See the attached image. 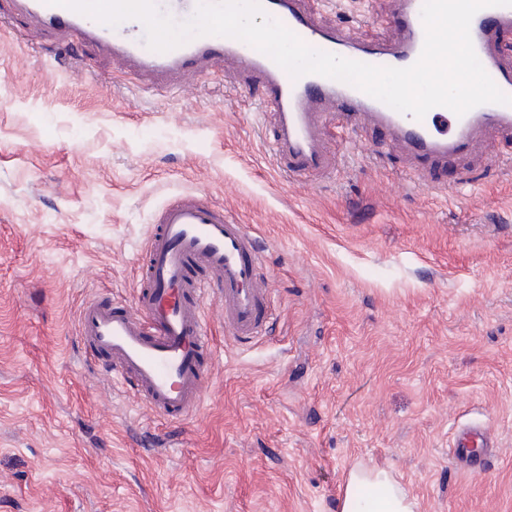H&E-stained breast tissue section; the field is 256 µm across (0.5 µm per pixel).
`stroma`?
I'll return each mask as SVG.
<instances>
[{
    "mask_svg": "<svg viewBox=\"0 0 512 512\" xmlns=\"http://www.w3.org/2000/svg\"><path fill=\"white\" fill-rule=\"evenodd\" d=\"M393 39L392 0H308ZM0 25V512H336L384 466L420 512H512V137L434 187L381 133L328 125L333 172L290 180L256 81L216 66L171 91L105 54ZM204 192L266 247L273 320L224 331L197 415L174 424L87 361L89 299L134 303L157 210ZM497 437L489 470L448 457ZM473 448H494L489 430L478 423L458 426L448 456L470 472H482L489 458L475 455Z\"/></svg>",
    "mask_w": 512,
    "mask_h": 512,
    "instance_id": "1",
    "label": "stroma"
}]
</instances>
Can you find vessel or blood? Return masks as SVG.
Listing matches in <instances>:
<instances>
[{"label": "vessel or blood", "mask_w": 512, "mask_h": 512, "mask_svg": "<svg viewBox=\"0 0 512 512\" xmlns=\"http://www.w3.org/2000/svg\"><path fill=\"white\" fill-rule=\"evenodd\" d=\"M9 2L14 13L33 22L27 40L44 37L91 46L155 86L216 65L257 80L273 123L275 157L296 181L334 170L336 161L323 145L331 122L343 129L383 130L388 147L410 158L422 182L433 162L472 150L482 132H512V113L497 104H483L461 116L438 106L418 120L347 83L317 74L292 78L267 55L237 39L198 36L156 52L149 48L139 20L112 27L47 0ZM198 2L155 0L161 13L179 23L193 16ZM260 3L267 15L307 45L344 58L407 68L422 52L423 0H394L397 36L389 43L359 40L319 23L303 0ZM470 35L486 72L503 93L512 95V56L502 49L512 36V6L478 11ZM263 253L246 225L202 196L188 193L167 200L149 233L135 303L91 299L81 308L78 335L87 359L102 363L114 383L133 390L153 413L174 422L187 420L201 407L205 367L215 361L206 298L218 300L226 331L241 342L260 337L272 316L270 290L260 274ZM493 445L484 426L465 424L457 427L448 455L457 465L481 472L487 460L476 451Z\"/></svg>", "instance_id": "vessel-or-blood-1"}]
</instances>
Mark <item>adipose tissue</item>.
Wrapping results in <instances>:
<instances>
[{
  "label": "adipose tissue",
  "mask_w": 512,
  "mask_h": 512,
  "mask_svg": "<svg viewBox=\"0 0 512 512\" xmlns=\"http://www.w3.org/2000/svg\"><path fill=\"white\" fill-rule=\"evenodd\" d=\"M336 512H419V502L389 471L357 465L347 474Z\"/></svg>",
  "instance_id": "ef3b65f1"
}]
</instances>
